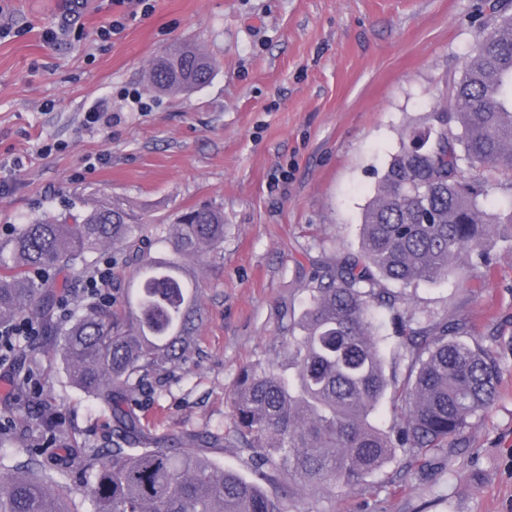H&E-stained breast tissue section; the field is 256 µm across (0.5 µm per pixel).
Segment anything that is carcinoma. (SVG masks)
Wrapping results in <instances>:
<instances>
[{"label":"carcinoma","instance_id":"carcinoma-1","mask_svg":"<svg viewBox=\"0 0 512 512\" xmlns=\"http://www.w3.org/2000/svg\"><path fill=\"white\" fill-rule=\"evenodd\" d=\"M213 64L193 46L158 58L151 88L187 92L209 82ZM435 135L404 132L373 198L360 248L320 267L300 317L288 327L284 361L245 369L233 393L235 443L251 450L255 479L224 469L193 438L151 447L132 411L150 379L188 364L202 321L189 262L203 264L224 247V214L209 205L184 209L162 227L138 223L119 201L103 200L72 218L44 217L0 239V324L38 316L52 323L68 279L34 276L89 266L106 249L138 264L135 299L110 304L83 298L54 351L71 383L112 411L110 448H67L93 474V512H285L283 494L261 483L288 479V499L302 491L353 485L380 470L397 448L468 446L475 418L493 405L500 378L494 352L463 340L466 325L441 320L402 324L409 351L405 381L388 377L375 310L403 288L448 276L462 260L488 266L487 250L506 214L485 208L479 171L512 173V16H502L469 54L461 77H448ZM167 234L174 257L144 259L154 233ZM397 413L387 431L373 423L384 401ZM64 468L50 458L0 468V512H79Z\"/></svg>","mask_w":512,"mask_h":512}]
</instances>
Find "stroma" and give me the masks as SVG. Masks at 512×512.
<instances>
[{"label": "stroma", "instance_id": "stroma-1", "mask_svg": "<svg viewBox=\"0 0 512 512\" xmlns=\"http://www.w3.org/2000/svg\"><path fill=\"white\" fill-rule=\"evenodd\" d=\"M495 0H150L121 15L84 0L82 37L45 40L65 0H0L15 33L0 40V238L43 215L81 214L104 196L146 223L199 203L224 214L220 259L199 267L203 322L192 364L151 381L134 407L154 442L235 427L241 372L282 356L289 312L301 311L323 264L357 252L364 206L404 130L434 124L448 76L493 17ZM122 18L102 41L96 31ZM208 55L211 81L188 94L150 90L171 45ZM108 112V129L87 127ZM491 265L407 289L378 309L386 371L408 374L401 322L445 318L492 348L498 394L451 462L396 451L359 485L322 489L293 512H512V250ZM41 331L25 350L51 402L0 391V466L58 456L51 437L112 445L111 412L74 387Z\"/></svg>", "mask_w": 512, "mask_h": 512}]
</instances>
